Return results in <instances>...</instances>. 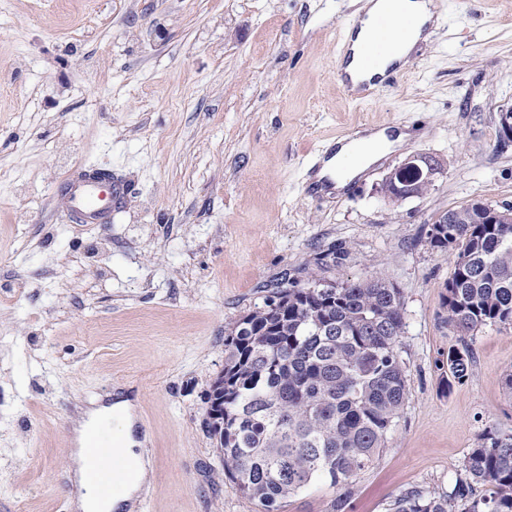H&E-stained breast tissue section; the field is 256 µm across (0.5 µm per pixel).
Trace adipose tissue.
I'll list each match as a JSON object with an SVG mask.
<instances>
[{"label":"adipose tissue","mask_w":512,"mask_h":512,"mask_svg":"<svg viewBox=\"0 0 512 512\" xmlns=\"http://www.w3.org/2000/svg\"><path fill=\"white\" fill-rule=\"evenodd\" d=\"M400 8L402 16L412 19L414 25L404 44L385 53L384 58L388 61H406L421 42L427 41L425 26L436 21V14L427 0H402ZM406 138L404 130L382 128L361 138L339 143L333 155L323 160L318 176L331 181L334 190H342L354 178L401 146ZM133 409V400L119 394L112 405L86 410L77 420L74 428L76 446L71 451L73 487L70 491V502L73 512H135L140 493L148 488L150 463L139 449L140 441L134 432ZM106 420L115 421L117 424L115 451L133 460L137 467L136 479L122 494L113 497L99 495L86 477L87 431Z\"/></svg>","instance_id":"obj_1"}]
</instances>
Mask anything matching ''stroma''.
<instances>
[{
  "label": "stroma",
  "instance_id": "obj_1",
  "mask_svg": "<svg viewBox=\"0 0 512 512\" xmlns=\"http://www.w3.org/2000/svg\"><path fill=\"white\" fill-rule=\"evenodd\" d=\"M358 0H0V512H71L76 402L135 394L153 489L145 512H259L205 424L224 339L283 270L331 244L336 282L384 277L405 301L409 393L348 512L451 491L486 427L512 429V329L461 338L443 301L448 209L512 205V0H437L395 84L357 102L337 75ZM411 137L325 196L324 151L349 134ZM410 157L428 189L383 191ZM95 167L128 187L109 224H74L58 185ZM468 342L469 378L442 362Z\"/></svg>",
  "mask_w": 512,
  "mask_h": 512
}]
</instances>
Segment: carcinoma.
<instances>
[{
    "instance_id": "carcinoma-1",
    "label": "carcinoma",
    "mask_w": 512,
    "mask_h": 512,
    "mask_svg": "<svg viewBox=\"0 0 512 512\" xmlns=\"http://www.w3.org/2000/svg\"><path fill=\"white\" fill-rule=\"evenodd\" d=\"M485 214L467 203L427 233L432 249L456 250L444 307L460 336L488 324L512 329V223L487 224ZM348 259L332 244L317 271L281 276L278 303L255 306L224 340L214 385L223 427L209 433L224 474L261 512L319 484L335 492L331 512H344L352 478L376 461L407 398L401 291L377 275L342 284L324 277ZM471 367L468 345L448 350L455 382ZM464 472L450 492H406L390 512H456L460 500L465 512H512V430L484 429ZM476 484L486 487L479 498Z\"/></svg>"
}]
</instances>
